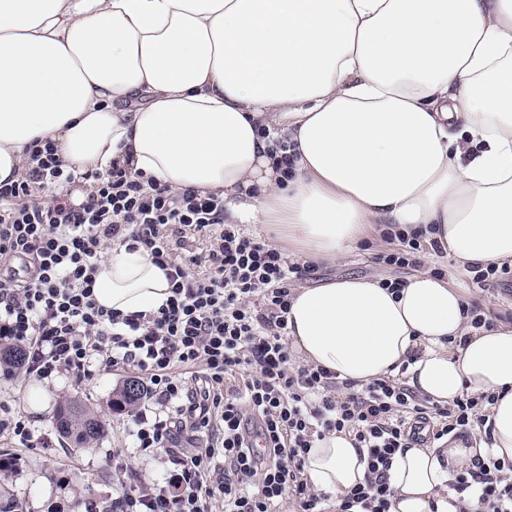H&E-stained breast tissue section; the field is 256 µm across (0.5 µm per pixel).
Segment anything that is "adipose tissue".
<instances>
[{
	"mask_svg": "<svg viewBox=\"0 0 512 512\" xmlns=\"http://www.w3.org/2000/svg\"><path fill=\"white\" fill-rule=\"evenodd\" d=\"M37 139L78 173L116 160L223 197L226 223L273 226L307 261H342L381 224L461 270L512 265V0H0V182L21 178ZM93 293L149 313L169 282L117 245ZM471 304L427 272L396 292L352 276L291 296L306 364L359 385L401 372L443 406L496 396L469 446L395 455L390 512H479L449 482L475 458L512 460V324L474 326ZM366 474L342 433L304 466L333 501Z\"/></svg>",
	"mask_w": 512,
	"mask_h": 512,
	"instance_id": "1",
	"label": "adipose tissue"
}]
</instances>
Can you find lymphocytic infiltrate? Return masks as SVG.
I'll use <instances>...</instances> for the list:
<instances>
[{"label":"lymphocytic infiltrate","mask_w":512,"mask_h":512,"mask_svg":"<svg viewBox=\"0 0 512 512\" xmlns=\"http://www.w3.org/2000/svg\"><path fill=\"white\" fill-rule=\"evenodd\" d=\"M29 151L26 173L0 184V340L26 347L41 379L137 371L133 445L163 451L171 465L146 483L115 462V497L85 512H389L398 451L485 423L490 394L441 406L396 377L359 387L297 361L286 314L316 267L225 223L223 199L144 181L117 161L75 174L49 140ZM189 235L205 244L185 258ZM115 245L166 270L170 295L156 312L124 315L94 300L98 265ZM179 425L216 439L185 454ZM331 432L350 435L368 468L333 505L303 476L315 439ZM471 488L482 512H512V463L476 458L454 483Z\"/></svg>","instance_id":"obj_1"}]
</instances>
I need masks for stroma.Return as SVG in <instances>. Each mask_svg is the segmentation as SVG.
Returning a JSON list of instances; mask_svg holds the SVG:
<instances>
[{
  "mask_svg": "<svg viewBox=\"0 0 512 512\" xmlns=\"http://www.w3.org/2000/svg\"><path fill=\"white\" fill-rule=\"evenodd\" d=\"M394 243L379 238L367 243L361 252L334 265L319 266L312 284L340 276L356 275L372 279L405 277L406 269L378 263L377 254L393 249ZM422 270L441 273L450 285L466 288L478 311L487 322L512 323V285L480 286L471 274L457 273L453 262L439 255L423 261ZM134 370H100L77 383L68 376L47 381L29 374L26 368L11 375L0 372V401L7 402L27 419L31 426L49 434V448H23L0 438V458L10 460L12 467L0 471V501H22L26 512H76L79 503L101 501L112 496V456L123 454L142 480L161 479L164 467L159 452L133 448L124 429L126 412L112 409L111 401ZM80 401L103 419L108 432L103 439L83 447L68 446L54 427L58 404L65 400Z\"/></svg>",
  "mask_w": 512,
  "mask_h": 512,
  "instance_id": "35a3bbf8",
  "label": "stroma"
}]
</instances>
